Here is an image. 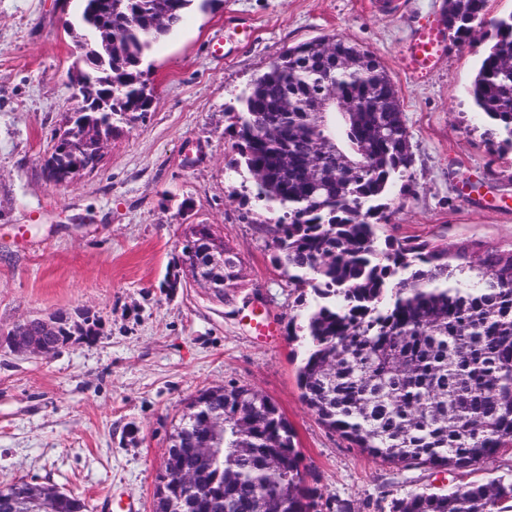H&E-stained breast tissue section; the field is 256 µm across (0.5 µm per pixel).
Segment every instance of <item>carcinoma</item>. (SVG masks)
I'll return each mask as SVG.
<instances>
[{
  "label": "carcinoma",
  "instance_id": "cac0c4a2",
  "mask_svg": "<svg viewBox=\"0 0 512 512\" xmlns=\"http://www.w3.org/2000/svg\"><path fill=\"white\" fill-rule=\"evenodd\" d=\"M199 2L112 0L106 23L112 47L87 43L83 20L98 0H79L80 38L101 57L93 78L122 90L108 111L88 104L67 128L86 141L82 154L53 145L47 164L84 166L98 143L120 132L114 116L144 119L148 97L138 65L152 43L178 27ZM488 0H448V39L486 27L494 43L484 54L470 93L484 115L486 142L512 152V13L488 17ZM333 90L356 103L358 115L316 112ZM391 78L372 55L340 35H324L284 50L239 96L232 163L262 175L258 197L283 216L263 224L288 271L289 283L313 293L306 305L308 355L298 368L302 398L319 419L355 447L384 460L430 469H466L512 448V250L474 261L463 247L419 238L380 239L389 192L413 163L410 136ZM288 99L279 133L256 122ZM331 138L341 151L367 152L362 170L302 167L311 146ZM289 149L296 165L283 171ZM196 229L178 261L199 253ZM224 297L240 284V260L224 248ZM200 411L224 414V451L214 472L224 479L222 512H324L319 487L308 484L296 433L278 406L243 386L205 390ZM37 484L0 488L2 501L28 503ZM388 512H512V476L465 490L413 491L391 500Z\"/></svg>",
  "mask_w": 512,
  "mask_h": 512
}]
</instances>
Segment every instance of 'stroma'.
Returning <instances> with one entry per match:
<instances>
[{"label":"stroma","instance_id":"obj_1","mask_svg":"<svg viewBox=\"0 0 512 512\" xmlns=\"http://www.w3.org/2000/svg\"><path fill=\"white\" fill-rule=\"evenodd\" d=\"M445 0H214L147 53V116L124 126L99 168L71 183L47 177L52 136L78 105L71 84L77 0H0V332L39 315L86 314L94 339L51 355L0 349V488L18 479L75 494L104 512L115 490L154 512L155 486L185 405L229 385L270 398L297 435L309 483L328 506L380 512L394 498L452 491L512 473V450L480 468L436 474L356 448L302 399L300 292L259 230L273 221L246 168H231L241 91L285 49L339 34L374 55L393 80L410 132L412 166L390 195L379 234L402 240L512 248V153L492 155L468 87L491 45L452 43L423 79L402 66L418 25ZM242 19L250 40L227 35ZM227 42L228 54L214 52ZM210 225L237 253L242 286L219 299L175 265L192 225ZM180 277L182 285L166 288ZM278 322L271 344L243 316L253 302Z\"/></svg>","mask_w":512,"mask_h":512}]
</instances>
